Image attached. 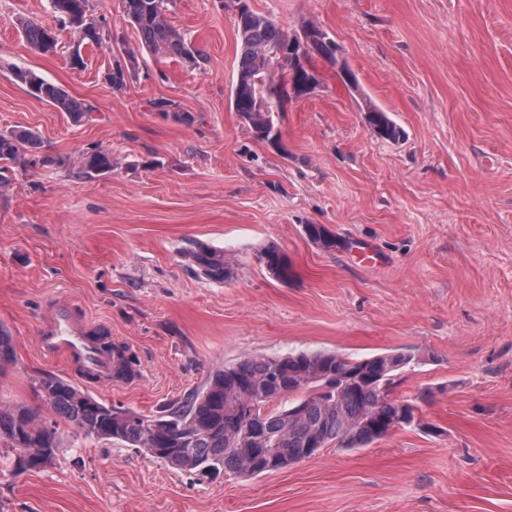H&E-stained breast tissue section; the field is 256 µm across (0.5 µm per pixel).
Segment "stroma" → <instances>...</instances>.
Wrapping results in <instances>:
<instances>
[{"instance_id":"stroma-1","label":"stroma","mask_w":512,"mask_h":512,"mask_svg":"<svg viewBox=\"0 0 512 512\" xmlns=\"http://www.w3.org/2000/svg\"><path fill=\"white\" fill-rule=\"evenodd\" d=\"M250 5L340 47L338 64L314 59L318 87L280 113V151L230 105L233 0H171L170 23L204 64L148 54L116 93L102 77L110 45L85 48L81 70L69 30L56 54H35L17 21L56 26L49 0H0V132H36L43 155L75 161L96 145L118 161L93 179L17 165L0 184V327L15 351L0 406L37 410L59 442L28 470L0 445V512H512V0ZM342 63L358 89L340 81ZM18 69L93 105L91 120L29 94ZM160 99L194 123L157 112ZM370 103L404 140L372 133ZM308 224L347 248H319ZM193 245L223 253L232 278L187 270ZM269 245L287 254L288 282L260 261ZM52 301L135 355L133 377L86 385L106 405L158 414L251 355L408 349L420 363L393 396L416 400V423L254 478L171 468L84 437L38 397L37 378L69 376L37 353Z\"/></svg>"}]
</instances>
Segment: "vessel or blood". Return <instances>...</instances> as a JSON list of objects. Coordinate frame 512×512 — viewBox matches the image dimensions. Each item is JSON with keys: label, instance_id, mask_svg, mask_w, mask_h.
<instances>
[{"label": "vessel or blood", "instance_id": "1", "mask_svg": "<svg viewBox=\"0 0 512 512\" xmlns=\"http://www.w3.org/2000/svg\"><path fill=\"white\" fill-rule=\"evenodd\" d=\"M89 325L64 304L52 305L45 317L38 346L42 356L62 362L69 372L91 382L112 374V358L99 354L89 339Z\"/></svg>", "mask_w": 512, "mask_h": 512}]
</instances>
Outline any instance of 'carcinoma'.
<instances>
[{"label":"carcinoma","instance_id":"obj_1","mask_svg":"<svg viewBox=\"0 0 512 512\" xmlns=\"http://www.w3.org/2000/svg\"><path fill=\"white\" fill-rule=\"evenodd\" d=\"M122 3L141 49L191 66L205 61L202 49L169 23L168 0ZM50 5L61 27L76 37V48L68 59L71 68L80 70L84 67L81 47L101 46L109 39L105 20L95 15L92 0H50ZM307 29L314 32V39L307 43L303 57H282L279 51L292 39L282 27L252 9L237 17L239 84L234 106L257 141L279 143L277 117L289 101L288 86L309 75L312 58L318 55L336 62L339 47L329 34L314 24ZM21 35L35 53L49 52L50 28L23 23ZM138 66L135 51L120 48L112 55L104 80L112 90L121 91ZM15 79L74 124L85 122L94 112L91 104L33 71L18 70ZM262 101L268 107H262ZM154 107L184 124L195 121L191 113L177 111L171 101H156ZM367 110L380 139L396 142L404 138L403 129L388 112L373 104ZM36 141L32 131L1 132L0 174L17 163L25 168L61 169L77 178H92L113 169L112 153L101 147L82 153L76 165L62 156L26 157ZM304 231L321 248H345V242L323 224H306ZM184 257L187 269L196 275L222 280L232 276L221 253L190 247ZM260 259L275 280L286 283L291 278L288 257L279 248H264ZM93 339L98 350L112 355L113 375L122 379L134 375L135 357L127 347L98 335ZM413 364L414 356L402 352L360 360L332 351L249 356L212 372L202 390L168 405L160 416L106 406L52 374L37 379L35 387L47 406L86 437L122 441L186 472L207 467L251 478L303 461L306 448L313 443L323 448L332 442L340 448H361L389 434L395 425H412L417 405L391 394ZM0 441L24 453L26 466L36 469L51 463L58 448L56 428L23 404L0 409Z\"/></svg>","mask_w":512,"mask_h":512}]
</instances>
